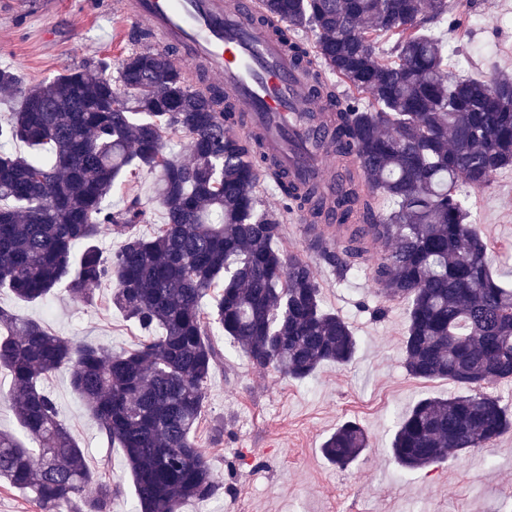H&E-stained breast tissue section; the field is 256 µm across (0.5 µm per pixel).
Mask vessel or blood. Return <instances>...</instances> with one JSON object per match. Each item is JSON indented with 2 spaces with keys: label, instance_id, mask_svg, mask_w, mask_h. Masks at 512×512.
<instances>
[{
  "label": "vessel or blood",
  "instance_id": "obj_1",
  "mask_svg": "<svg viewBox=\"0 0 512 512\" xmlns=\"http://www.w3.org/2000/svg\"><path fill=\"white\" fill-rule=\"evenodd\" d=\"M145 24L175 65L206 59L214 84L249 115L235 132L262 139L268 157L295 184L330 188L335 169L323 147L326 105L312 89V66L299 62L258 13V0H120Z\"/></svg>",
  "mask_w": 512,
  "mask_h": 512
}]
</instances>
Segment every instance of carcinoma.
Wrapping results in <instances>:
<instances>
[{"instance_id":"obj_1","label":"carcinoma","mask_w":512,"mask_h":512,"mask_svg":"<svg viewBox=\"0 0 512 512\" xmlns=\"http://www.w3.org/2000/svg\"><path fill=\"white\" fill-rule=\"evenodd\" d=\"M263 17L295 54L313 55L336 78L330 146L348 174L326 198L277 175L284 196L309 206L307 248L336 278L368 267L379 294L407 304L403 365L420 379H448L462 393L423 398L397 424L391 453L406 469L491 447L512 431V410L483 386L512 382V287L490 268L488 244L460 184L489 186L512 166V76H455L433 31L448 0H260ZM392 45L378 50L381 37ZM86 62L24 91L0 125V288L43 301L63 285L90 302L104 282L112 305L158 335L134 349L74 343L0 308V369L29 448L0 433V481L39 512H109L118 490L90 470L43 381L66 369L108 443L123 449L134 512H181L216 490L197 441L207 382L223 357L212 325L257 370L302 382L325 362L346 365L358 349L342 316L326 311L311 262L281 247L283 224L260 208L263 168L229 124L246 113L224 90L142 45L118 76ZM0 68V93L17 90ZM183 139L189 159L165 150ZM22 142L29 155L5 146ZM156 174L166 221L149 236L138 197L118 210L120 182ZM123 237L104 254L100 240ZM209 308H204V300ZM344 467L365 448L354 421L322 445Z\"/></svg>"}]
</instances>
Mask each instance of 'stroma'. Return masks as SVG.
I'll return each mask as SVG.
<instances>
[{"mask_svg":"<svg viewBox=\"0 0 512 512\" xmlns=\"http://www.w3.org/2000/svg\"><path fill=\"white\" fill-rule=\"evenodd\" d=\"M448 9L460 24L446 31L445 39L469 60L457 76L512 73V0H477L473 7L449 0ZM135 30L103 0H0V67L17 70L22 84L31 87L87 60L103 58L116 66L136 48ZM154 186V174L143 172L108 199L119 209L139 197L150 217L140 227L144 234L165 221ZM257 192L283 219V248L311 258L304 227L289 219L280 194L265 184ZM467 203L490 248L493 271L512 282V167L500 170L491 187L468 191ZM314 270L324 308L355 330L354 359L342 366L323 364L308 380L296 382L272 368L254 369L230 337L217 336L224 363L208 380L198 430L217 489L206 501L186 502L182 512H512V433L494 447L464 450L424 469L408 471L396 463L389 451L396 421L417 400L447 398L458 388L445 379L408 375L402 356L407 306L383 302L371 272L341 282L323 263H315ZM111 294L106 282L90 302L60 287L46 300L26 303L1 289L0 307L73 342L136 347L142 332L112 306ZM379 305L387 313L376 319L370 310ZM43 386L91 470L117 488L112 512H133L123 449L104 442L66 371H56ZM348 420L365 429L369 446L339 468L321 446Z\"/></svg>","mask_w":512,"mask_h":512,"instance_id":"35a3bbf8","label":"stroma"}]
</instances>
